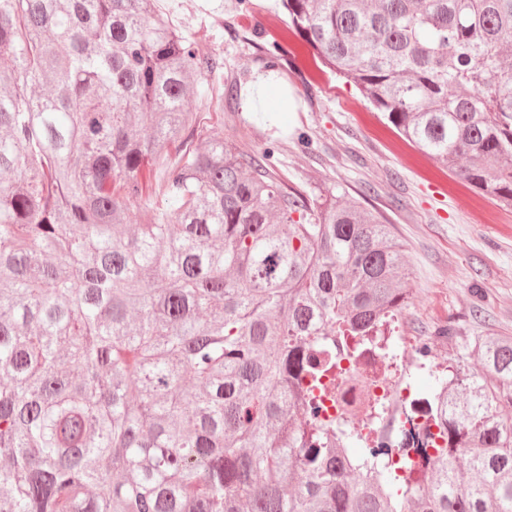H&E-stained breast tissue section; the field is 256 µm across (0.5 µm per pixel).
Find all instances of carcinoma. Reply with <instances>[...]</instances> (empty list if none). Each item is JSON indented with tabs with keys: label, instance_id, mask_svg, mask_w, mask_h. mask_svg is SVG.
Returning <instances> with one entry per match:
<instances>
[{
	"label": "carcinoma",
	"instance_id": "carcinoma-1",
	"mask_svg": "<svg viewBox=\"0 0 512 512\" xmlns=\"http://www.w3.org/2000/svg\"><path fill=\"white\" fill-rule=\"evenodd\" d=\"M282 2L386 124L512 206V0ZM2 57L0 512H512V336L435 376L420 475L321 417L341 361L388 352L405 246L269 150L185 138L215 61L156 0H0Z\"/></svg>",
	"mask_w": 512,
	"mask_h": 512
}]
</instances>
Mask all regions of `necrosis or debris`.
<instances>
[{
	"instance_id": "4bbe7bcc",
	"label": "necrosis or debris",
	"mask_w": 512,
	"mask_h": 512,
	"mask_svg": "<svg viewBox=\"0 0 512 512\" xmlns=\"http://www.w3.org/2000/svg\"><path fill=\"white\" fill-rule=\"evenodd\" d=\"M382 367L388 373L383 384L375 382L368 372L362 373L358 387L347 384L344 375H337L326 391L328 412L336 414L345 406L356 409V427L367 439L382 445L384 460L421 464L418 446L427 438L426 398L411 386L408 363L391 356L383 360Z\"/></svg>"
}]
</instances>
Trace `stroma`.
I'll list each match as a JSON object with an SVG mask.
<instances>
[{"label": "stroma", "mask_w": 512, "mask_h": 512, "mask_svg": "<svg viewBox=\"0 0 512 512\" xmlns=\"http://www.w3.org/2000/svg\"><path fill=\"white\" fill-rule=\"evenodd\" d=\"M187 39L219 61L204 86L238 83L235 97L199 96L200 128H220L247 154L274 146L273 162L288 185L358 201L405 243L411 266L409 305L398 319L397 351L429 338L432 361L463 375L479 372L468 346L495 328L512 333V208L483 196L382 124L358 89L316 62L288 32L281 0H158ZM290 48L279 75L294 108L273 123L245 106L251 82L273 41ZM455 331L437 337L439 327Z\"/></svg>", "instance_id": "35a3bbf8"}]
</instances>
